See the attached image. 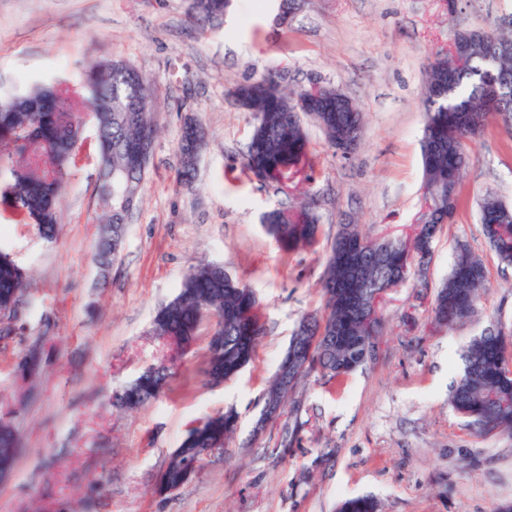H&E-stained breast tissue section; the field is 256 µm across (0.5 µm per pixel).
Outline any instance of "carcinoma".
Wrapping results in <instances>:
<instances>
[{"label":"carcinoma","instance_id":"1","mask_svg":"<svg viewBox=\"0 0 512 512\" xmlns=\"http://www.w3.org/2000/svg\"><path fill=\"white\" fill-rule=\"evenodd\" d=\"M231 0H193V16L203 23H220ZM500 72L512 74V31L487 32L473 39L467 60L458 65L451 53L438 56L427 71L423 87L422 138L423 198L428 213L407 236L370 240L356 224H342L331 243L322 280L324 315L302 318L289 345L299 363L293 366L296 382L313 371L335 379L364 366L375 351L381 315L370 317L366 302L387 293L396 282L415 277L433 254V243L444 224L431 221L437 212L453 217L465 166L466 143L480 136L496 117L512 132V98L494 100L482 84L487 61ZM448 93L434 92L439 81ZM91 111L76 108L55 86L40 85L15 94L0 112V184L4 194L35 224L46 240L53 239L57 203L71 166L78 135L91 120L97 131L98 197L105 212L93 258L103 271L112 266L123 244L126 224L121 222L119 198L139 201L145 169L131 162L129 147L156 133L154 101L147 78L123 61H101L89 72ZM232 93L251 113L253 127L245 166L262 184L281 191L282 179L293 171L312 168L309 139L298 111L301 93L282 86V74L270 71L258 80L238 84ZM327 145L360 144L362 112H325L312 116ZM484 239L498 261L512 264V208L487 195L480 203ZM264 228L285 251L313 246L320 216L311 203L276 208L264 215ZM27 274L0 250V312L16 320L25 310ZM488 271L483 259L468 244L458 245L448 277L439 286L432 307L437 327L453 328L478 313V299L487 290ZM214 322L224 336L221 346L208 345L204 384L232 379L253 359L264 329L254 290L215 264L190 268L171 301L160 307L152 322V336L170 347L196 337L201 324ZM463 368L455 381L449 404L479 434H512V353L500 327L487 326L473 336L462 353ZM41 357L32 347L20 362L22 371L39 370ZM171 377V366L160 361L113 395L126 410L156 399ZM238 413L232 407L211 417L200 435L188 431L173 449L160 472L155 492L167 494L189 482L188 469L203 448L224 449L237 430ZM20 453L11 421L0 419V471H13ZM339 512H379L369 496L344 500Z\"/></svg>","mask_w":512,"mask_h":512}]
</instances>
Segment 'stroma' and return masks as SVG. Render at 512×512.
Wrapping results in <instances>:
<instances>
[{"label":"stroma","mask_w":512,"mask_h":512,"mask_svg":"<svg viewBox=\"0 0 512 512\" xmlns=\"http://www.w3.org/2000/svg\"><path fill=\"white\" fill-rule=\"evenodd\" d=\"M191 0H0V99L56 82L79 93L84 73L120 60L149 80L159 129L140 201L108 278L92 260L103 212L95 195L97 139L86 129L59 206L54 241L0 198V248L29 274L34 307L0 325V415L23 451L0 482V512H337L371 495L382 512H501L512 505V436L477 434L448 397L467 340L489 323L512 329V266L481 233L479 203L512 206V134L490 121L467 142L452 221L424 281L389 291L383 330L363 368L311 373L284 412L255 431L263 393L301 317L321 308L325 256L339 224L373 238L411 234L421 206L422 89L458 28L512 29V0H299L289 17L261 0H233L231 23L196 22ZM294 91L336 86L364 113L362 140L336 156L313 121L314 172L301 188L321 217L315 247L282 250L262 215L295 193L263 186L244 167L251 116L229 92L268 70ZM207 132L192 189L179 184L180 138ZM481 255L489 291L472 320L435 327L432 306L458 243ZM219 262L257 293L265 336L253 362L217 387L203 383L210 326L173 366L159 399L134 411L113 389L163 355L150 334L188 268ZM41 369L19 362L32 344ZM234 407L238 428L188 484L155 493L173 448L198 419Z\"/></svg>","instance_id":"stroma-1"}]
</instances>
